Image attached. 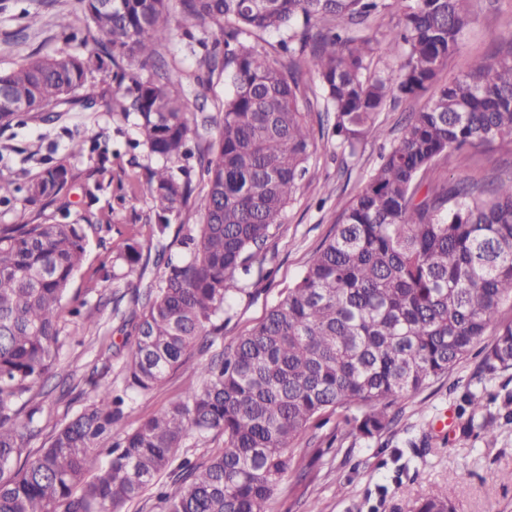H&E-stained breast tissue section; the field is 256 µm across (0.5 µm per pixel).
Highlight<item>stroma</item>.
<instances>
[{
  "label": "stroma",
  "instance_id": "stroma-1",
  "mask_svg": "<svg viewBox=\"0 0 512 512\" xmlns=\"http://www.w3.org/2000/svg\"><path fill=\"white\" fill-rule=\"evenodd\" d=\"M75 8V0H43L42 22L30 29L20 16V0H0V70L32 54L50 56L65 50L55 18ZM471 10L475 20L459 50L449 56L439 83L455 78L472 59L512 45V0H472ZM160 54L181 75L190 96L218 114L224 100L223 80L204 82L199 58L174 54L169 47ZM77 131L105 148L107 159L86 156L72 162L67 208L32 205L21 193L0 205V224L75 223L84 226L88 239L84 264L60 310L59 368L43 387L28 394L31 405L38 408L36 434L14 458L16 468L25 456L47 446L55 431L81 411L92 396L90 377L122 387L123 358L117 349L124 335L119 314L112 309L129 311L132 290L126 280L100 279L98 271L111 266L129 240H137L145 249L155 246L151 237L155 214L145 191L147 159L136 145L139 134L132 122L109 112L106 104L92 112L66 113L54 122L29 119L0 128V154L8 160L0 175L25 184L62 158L64 145ZM385 144L376 133H368L356 158L346 166L333 146L319 139L315 177L300 185L279 231L253 261L224 317L221 335L210 351L193 352L160 386L132 395L125 408V428L135 427L182 397L198 364L223 352L263 319L313 252L334 234L350 200L379 163ZM511 176L508 137L470 150L463 162L453 154L440 156L428 172L433 183ZM76 303L83 306L79 319L69 313ZM492 341V336H484L447 379L414 397L389 433L369 440L340 435L336 415H329L318 434L333 441V450L316 462L310 480L288 481L271 501L270 512H412L418 499L430 495L447 497L455 512H512V418L506 417L504 404L505 397L512 395V368L483 372L485 351ZM469 391L488 397L487 412L498 425L495 440L469 426L470 409L464 401ZM340 483L345 486L341 494L336 491Z\"/></svg>",
  "mask_w": 512,
  "mask_h": 512
}]
</instances>
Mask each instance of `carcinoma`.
Returning <instances> with one entry per match:
<instances>
[{
	"mask_svg": "<svg viewBox=\"0 0 512 512\" xmlns=\"http://www.w3.org/2000/svg\"><path fill=\"white\" fill-rule=\"evenodd\" d=\"M80 15L57 26L79 49L31 55L0 70V126L23 117L55 121L78 105L94 111V73L110 70L120 94L110 109L133 118L146 149V193L166 248L171 216L194 200L200 222L164 263L153 288L134 290L124 384L92 381L93 399L48 445L11 469L38 409L17 402L55 369L61 302L86 253L81 224H0V512H124L125 505L179 473L158 494L165 512H268L291 477L311 476L316 458H295L296 440L318 419L364 439L389 431L396 408L448 373L484 336L489 373L512 368V177L480 184L427 183L450 151L512 137V46L473 61L409 114L402 134L344 212L343 223L304 265L265 317L224 353L199 366L184 397L123 427L132 393L150 391L179 368L242 291L241 276L282 224L317 150L312 113L341 157L355 155L392 97L413 98L436 80L471 22L469 0H79ZM178 16L180 38L168 26ZM391 14L398 67L373 70L365 31ZM278 36L271 54L258 40ZM205 51L209 76L229 91L219 116L188 111L176 72L157 48ZM77 133L64 157L18 186L0 176V204L24 192L57 203L84 155ZM197 162L204 188L192 186ZM137 273L140 244L118 255ZM224 435L206 465L179 458L189 434ZM108 460L88 476L98 449ZM413 512H453L429 496Z\"/></svg>",
	"mask_w": 512,
	"mask_h": 512,
	"instance_id": "obj_1",
	"label": "carcinoma"
}]
</instances>
